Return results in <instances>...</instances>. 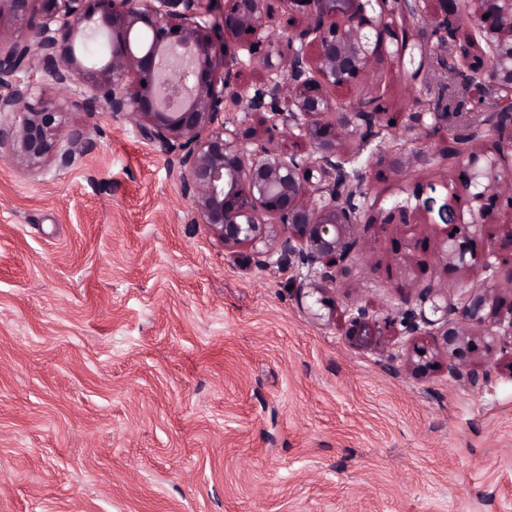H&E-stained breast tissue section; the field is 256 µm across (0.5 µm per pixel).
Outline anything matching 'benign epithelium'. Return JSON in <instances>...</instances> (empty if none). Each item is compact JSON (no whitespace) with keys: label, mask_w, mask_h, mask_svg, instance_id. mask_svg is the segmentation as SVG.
Instances as JSON below:
<instances>
[{"label":"benign epithelium","mask_w":512,"mask_h":512,"mask_svg":"<svg viewBox=\"0 0 512 512\" xmlns=\"http://www.w3.org/2000/svg\"><path fill=\"white\" fill-rule=\"evenodd\" d=\"M0 0V15L19 21L38 4V19L27 30H0V157L23 173H39L52 160L69 167L92 141L81 128L61 134L70 112L104 110L135 124L169 156L180 172L190 202L191 223L205 224L233 250L253 249L259 269L288 266L306 270L303 297L330 304L340 265L364 251L357 226L407 220L399 204L386 214L366 215L364 175L349 167L364 145L391 128L382 111L383 92L336 103L329 90L361 82L390 32L382 16L368 15L372 0L343 22L328 7L335 0H282L301 16V24L275 37L266 32L268 0ZM440 10L425 23L436 44L419 42L420 56L438 57L436 71L452 77L471 102L488 93L497 103L486 112H467L460 101L441 97L432 123L413 112L405 130L431 137L448 127L443 157L460 158L469 168L462 186L470 219L446 237L443 259L452 269L480 264L484 283L468 289L460 302L436 301L440 289L424 286L425 310H397L389 322L404 336L441 337L430 352L413 344L404 366L420 369L428 356H442L448 378L477 385L487 376L470 357L474 340L487 350L512 346V233L488 253L475 240L495 210H512V0H436ZM469 20L493 47L486 60L476 37L464 30ZM269 74L259 86L238 84L241 53ZM29 70L47 75L53 92L37 94L21 78ZM248 112H267V139L247 151L251 130L224 118V98ZM284 102L285 107L278 106ZM486 132L511 133L506 147L480 162L472 145ZM296 135L310 152H283L281 136ZM429 158L411 153L376 163L396 172ZM380 335L367 310L350 313L349 340L369 345Z\"/></svg>","instance_id":"benign-epithelium-1"}]
</instances>
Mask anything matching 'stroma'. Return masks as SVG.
Wrapping results in <instances>:
<instances>
[{
    "instance_id": "35a3bbf8",
    "label": "stroma",
    "mask_w": 512,
    "mask_h": 512,
    "mask_svg": "<svg viewBox=\"0 0 512 512\" xmlns=\"http://www.w3.org/2000/svg\"><path fill=\"white\" fill-rule=\"evenodd\" d=\"M431 9L389 18L360 86L399 123L354 161L365 210L406 200L410 221L362 226L369 249L322 315L299 305L301 271L189 223L167 155L111 113L67 115L94 141L68 168L0 158V512H512V352H477L475 387L438 364L416 376L385 322L421 286L456 300L485 276L442 259L454 161L372 164L448 139L402 130L440 91L413 46ZM361 306L383 325L366 347L346 336Z\"/></svg>"
}]
</instances>
